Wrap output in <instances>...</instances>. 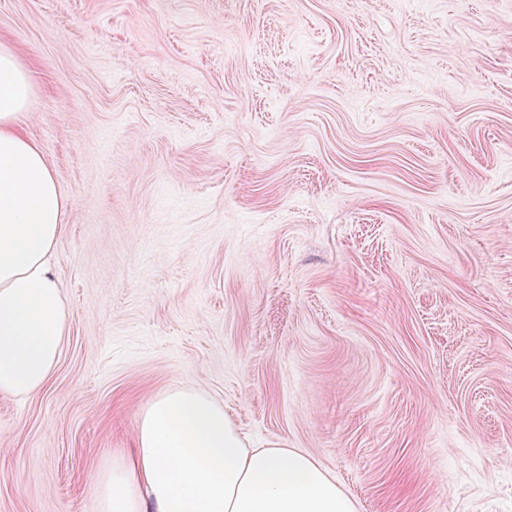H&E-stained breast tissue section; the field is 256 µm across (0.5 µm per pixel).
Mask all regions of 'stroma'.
<instances>
[{
  "instance_id": "obj_1",
  "label": "stroma",
  "mask_w": 512,
  "mask_h": 512,
  "mask_svg": "<svg viewBox=\"0 0 512 512\" xmlns=\"http://www.w3.org/2000/svg\"><path fill=\"white\" fill-rule=\"evenodd\" d=\"M69 204L0 512H99L174 386L356 512H512V0H0Z\"/></svg>"
}]
</instances>
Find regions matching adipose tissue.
<instances>
[{"mask_svg": "<svg viewBox=\"0 0 512 512\" xmlns=\"http://www.w3.org/2000/svg\"><path fill=\"white\" fill-rule=\"evenodd\" d=\"M31 79L0 47V394L53 373L70 321L51 264L67 198L24 126ZM101 512H355L306 454L248 447L204 391L177 387L142 410L132 448L98 482Z\"/></svg>", "mask_w": 512, "mask_h": 512, "instance_id": "1", "label": "adipose tissue"}]
</instances>
